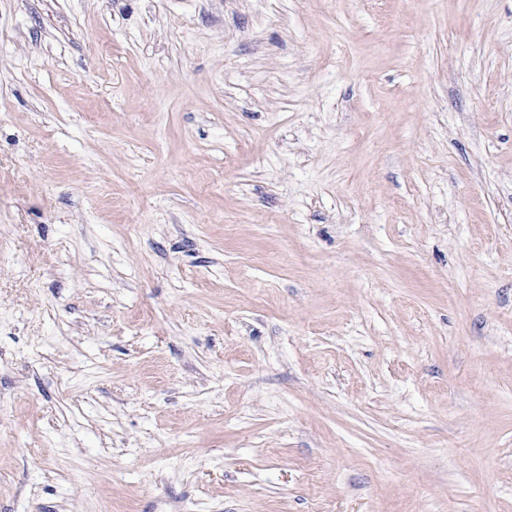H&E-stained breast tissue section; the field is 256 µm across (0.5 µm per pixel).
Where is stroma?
Listing matches in <instances>:
<instances>
[{
  "mask_svg": "<svg viewBox=\"0 0 512 512\" xmlns=\"http://www.w3.org/2000/svg\"><path fill=\"white\" fill-rule=\"evenodd\" d=\"M0 512H512V0H0Z\"/></svg>",
  "mask_w": 512,
  "mask_h": 512,
  "instance_id": "obj_1",
  "label": "stroma"
}]
</instances>
